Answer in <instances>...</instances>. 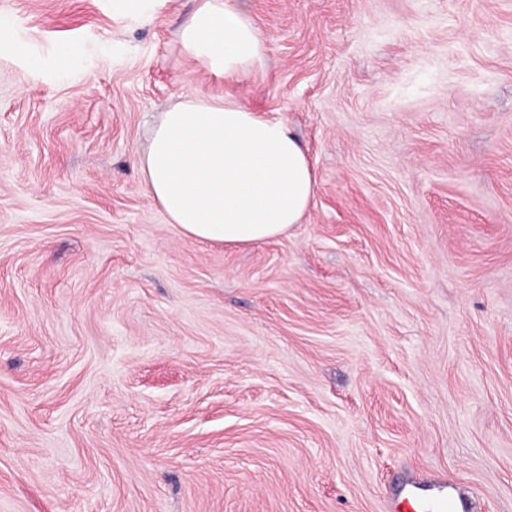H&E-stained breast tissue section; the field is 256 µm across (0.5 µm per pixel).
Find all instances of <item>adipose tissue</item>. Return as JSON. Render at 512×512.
Masks as SVG:
<instances>
[{
  "instance_id": "adipose-tissue-1",
  "label": "adipose tissue",
  "mask_w": 512,
  "mask_h": 512,
  "mask_svg": "<svg viewBox=\"0 0 512 512\" xmlns=\"http://www.w3.org/2000/svg\"><path fill=\"white\" fill-rule=\"evenodd\" d=\"M267 39L249 0H201L182 51L228 80L262 74ZM134 163L169 223L198 241L249 245L287 234L317 191L314 165L286 121L236 97H189L152 122Z\"/></svg>"
}]
</instances>
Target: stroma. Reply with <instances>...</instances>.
Instances as JSON below:
<instances>
[{
    "label": "stroma",
    "mask_w": 512,
    "mask_h": 512,
    "mask_svg": "<svg viewBox=\"0 0 512 512\" xmlns=\"http://www.w3.org/2000/svg\"><path fill=\"white\" fill-rule=\"evenodd\" d=\"M197 4L0 0V512H512V0H251L237 83L182 52ZM227 91L318 175L253 245L132 163ZM432 487L426 490L431 491L430 494L421 495L416 492L418 488L412 487V484H406L400 490L401 500L394 505L393 509L397 512L404 509L407 512H481L466 500H456L448 496V484L445 482H438Z\"/></svg>",
    "instance_id": "obj_1"
}]
</instances>
